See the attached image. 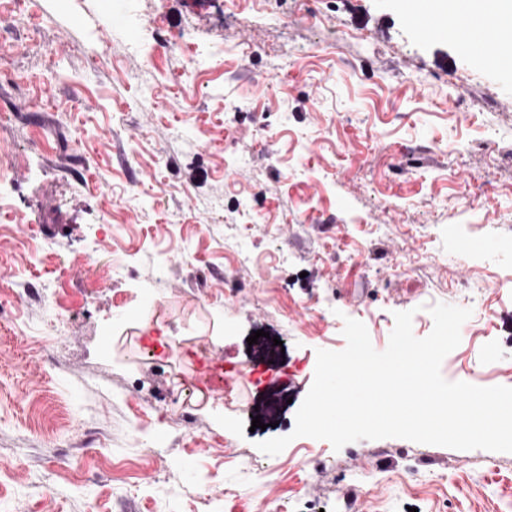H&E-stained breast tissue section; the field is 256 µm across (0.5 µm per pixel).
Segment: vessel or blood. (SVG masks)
<instances>
[{
  "label": "vessel or blood",
  "instance_id": "1",
  "mask_svg": "<svg viewBox=\"0 0 512 512\" xmlns=\"http://www.w3.org/2000/svg\"><path fill=\"white\" fill-rule=\"evenodd\" d=\"M456 22L447 26L434 11L430 0H408L407 18L421 35L431 38L455 29L468 50L483 57L490 65L512 67V39L496 35L486 8L474 7L472 0H456Z\"/></svg>",
  "mask_w": 512,
  "mask_h": 512
}]
</instances>
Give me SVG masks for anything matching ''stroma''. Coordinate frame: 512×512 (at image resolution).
Segmentation results:
<instances>
[{"mask_svg": "<svg viewBox=\"0 0 512 512\" xmlns=\"http://www.w3.org/2000/svg\"><path fill=\"white\" fill-rule=\"evenodd\" d=\"M0 54V512H512V453L299 437L273 480L242 466L348 317L382 351L396 312L471 309L443 378L512 386V68L406 0H0ZM144 288L177 344L263 372L245 413L175 424L194 367L134 356ZM407 18L425 37H442L450 29L443 19L434 11L430 0H408Z\"/></svg>", "mask_w": 512, "mask_h": 512, "instance_id": "stroma-1", "label": "stroma"}]
</instances>
